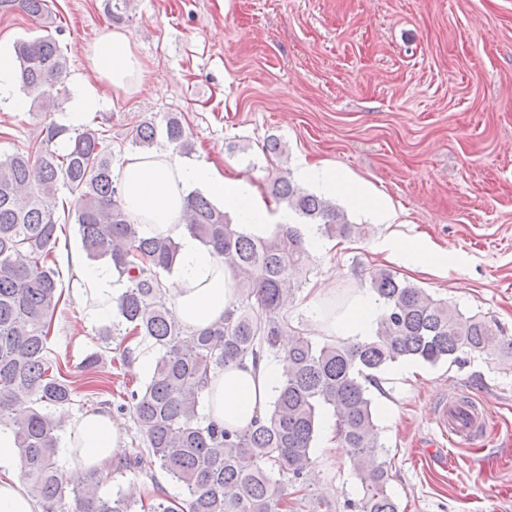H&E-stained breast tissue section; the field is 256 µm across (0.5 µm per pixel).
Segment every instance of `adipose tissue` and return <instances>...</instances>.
I'll use <instances>...</instances> for the list:
<instances>
[{
  "label": "adipose tissue",
  "instance_id": "1",
  "mask_svg": "<svg viewBox=\"0 0 512 512\" xmlns=\"http://www.w3.org/2000/svg\"><path fill=\"white\" fill-rule=\"evenodd\" d=\"M84 53L98 79L113 89L140 92L145 85L146 66L132 48L128 35L119 29L102 31ZM298 177L317 187L324 195H343L351 204L374 211L380 222L391 225L392 210L354 181L346 179L328 165L300 162ZM120 177L126 209L147 235L172 237L179 250L164 282L174 317L194 333L221 319L226 306L234 301V278L221 258L189 235L182 224L184 201L196 189L209 191L221 199L225 210L255 236L271 233L276 225L293 221L285 208L270 210L257 189L240 179L224 177L211 164L186 160L170 151L158 149L125 158ZM378 250L386 259L404 267L437 276L448 273L449 256L445 249L419 235L393 229L383 238ZM77 301L86 303L89 322L112 320L116 301L124 285L110 263L84 264L75 276ZM384 313V306L368 290L357 292L338 316H322L325 330H339L344 337L359 340L371 336ZM287 367L286 361H267L230 366L211 376L203 394L209 421L228 429L243 430L260 416L264 405ZM64 446L74 455L71 475L91 469H104L125 451L119 428L105 413L78 415L66 424Z\"/></svg>",
  "mask_w": 512,
  "mask_h": 512
}]
</instances>
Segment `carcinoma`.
I'll return each instance as SVG.
<instances>
[{
  "label": "carcinoma",
  "instance_id": "cac0c4a2",
  "mask_svg": "<svg viewBox=\"0 0 512 512\" xmlns=\"http://www.w3.org/2000/svg\"><path fill=\"white\" fill-rule=\"evenodd\" d=\"M104 8L120 22L132 0H104ZM0 10H20L39 21L50 15L49 0H0ZM14 52L19 90L49 123L31 146L0 153V431L12 434L22 474L42 512H67L68 500L72 512H135L136 506L141 512H299L314 494L301 488L291 496L285 487L299 483L311 464L322 408L336 417L340 447L349 451L362 486L356 512H400L387 489L369 388H381L379 374L400 361L459 364L465 355L482 353L497 338L498 326L463 314L379 266L368 272L369 289L385 306L374 334L354 343L317 342L288 319L295 292L308 283L309 251L299 228L281 225L267 237L254 236L193 192L184 229L223 258L237 295L223 320L186 333L171 318L161 280L176 259L177 242L143 236L129 216L104 130L51 119L72 99L61 47L43 35L17 42ZM62 136L68 141L63 153L56 148ZM132 145L193 151L179 112L167 113L160 127L142 122ZM271 194L323 237L360 240L368 233L329 199L283 174L272 181ZM71 222L86 257L112 263L125 285L117 320L99 335L121 337L120 361L127 369L139 344L147 341L158 350L147 382L116 410L129 413L141 444L183 487V500L160 494L150 500L135 481L105 497L95 470L70 489L57 466L59 426L46 409L74 404L76 387L50 359L49 335L61 300L60 273L50 262L58 229ZM283 336L288 370L269 408L241 431L207 422L200 403L209 375L247 359L278 358Z\"/></svg>",
  "mask_w": 512,
  "mask_h": 512
}]
</instances>
